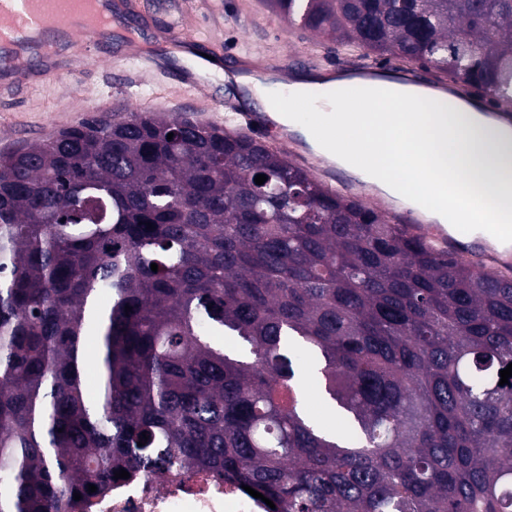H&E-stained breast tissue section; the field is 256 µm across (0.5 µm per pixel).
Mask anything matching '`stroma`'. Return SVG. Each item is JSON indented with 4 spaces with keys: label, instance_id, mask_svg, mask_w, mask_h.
I'll use <instances>...</instances> for the list:
<instances>
[{
    "label": "stroma",
    "instance_id": "obj_1",
    "mask_svg": "<svg viewBox=\"0 0 512 512\" xmlns=\"http://www.w3.org/2000/svg\"><path fill=\"white\" fill-rule=\"evenodd\" d=\"M122 16L111 43L93 52L82 73L67 80L50 74L13 91L0 85V152L119 108L226 127L224 100L233 91L223 80L211 77L189 90L174 77L143 71L141 62L132 59L134 50L161 48L170 30L214 47L225 66L234 61L229 53L234 46L249 48L261 64L298 54L321 71L364 56L281 22L263 0H122Z\"/></svg>",
    "mask_w": 512,
    "mask_h": 512
}]
</instances>
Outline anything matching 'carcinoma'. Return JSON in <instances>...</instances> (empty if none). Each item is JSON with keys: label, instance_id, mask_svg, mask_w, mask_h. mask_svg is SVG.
Masks as SVG:
<instances>
[{"label": "carcinoma", "instance_id": "carcinoma-1", "mask_svg": "<svg viewBox=\"0 0 512 512\" xmlns=\"http://www.w3.org/2000/svg\"><path fill=\"white\" fill-rule=\"evenodd\" d=\"M269 5L512 108V0ZM510 363L512 275L249 135L128 110L0 154V512H74L121 468L208 473L269 512H512ZM294 369L296 376L300 380L305 404L309 411L324 423L332 424L334 422V413L330 403L324 400L321 393V379L313 371L309 370L302 361L294 362Z\"/></svg>", "mask_w": 512, "mask_h": 512}]
</instances>
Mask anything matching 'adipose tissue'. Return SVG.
<instances>
[{"mask_svg": "<svg viewBox=\"0 0 512 512\" xmlns=\"http://www.w3.org/2000/svg\"><path fill=\"white\" fill-rule=\"evenodd\" d=\"M239 82L279 126L299 128L294 108L270 104L273 76L244 74ZM405 101L418 109L397 118ZM362 103L365 110L359 113L352 107L339 111L334 101H325L320 112L328 132L302 130L312 150L394 197L423 202L442 224L489 223L487 211L472 203L478 194L512 208V128L476 112L442 111L435 96L382 82L369 87Z\"/></svg>", "mask_w": 512, "mask_h": 512, "instance_id": "ef3b65f1", "label": "adipose tissue"}]
</instances>
